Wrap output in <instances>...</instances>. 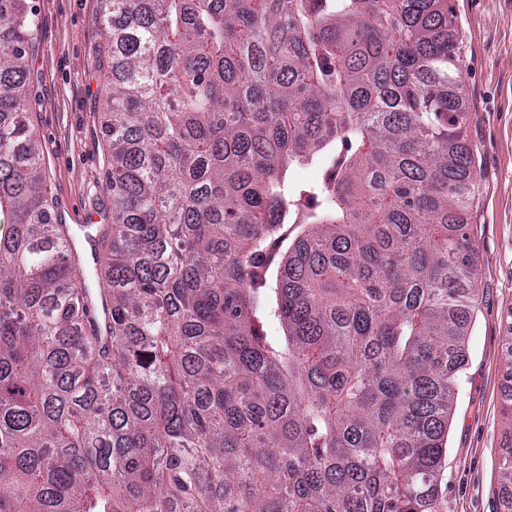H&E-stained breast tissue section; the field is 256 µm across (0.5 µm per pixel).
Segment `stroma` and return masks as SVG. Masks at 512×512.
I'll return each mask as SVG.
<instances>
[{"label": "stroma", "instance_id": "stroma-1", "mask_svg": "<svg viewBox=\"0 0 512 512\" xmlns=\"http://www.w3.org/2000/svg\"><path fill=\"white\" fill-rule=\"evenodd\" d=\"M465 81V128L478 173L468 222L479 256L476 296L440 476L442 512H504L505 355L512 339V0H450ZM35 138L62 223L109 213L105 0H28Z\"/></svg>", "mask_w": 512, "mask_h": 512}]
</instances>
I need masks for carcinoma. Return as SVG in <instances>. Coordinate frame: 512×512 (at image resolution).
<instances>
[{
  "instance_id": "cac0c4a2",
  "label": "carcinoma",
  "mask_w": 512,
  "mask_h": 512,
  "mask_svg": "<svg viewBox=\"0 0 512 512\" xmlns=\"http://www.w3.org/2000/svg\"><path fill=\"white\" fill-rule=\"evenodd\" d=\"M448 2L109 0L91 280L0 0V512H441L478 270Z\"/></svg>"
}]
</instances>
